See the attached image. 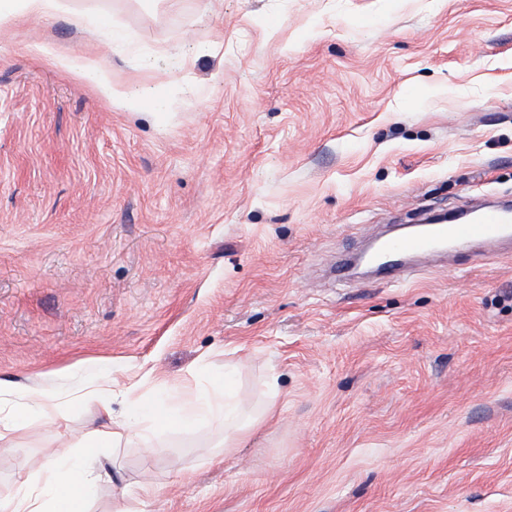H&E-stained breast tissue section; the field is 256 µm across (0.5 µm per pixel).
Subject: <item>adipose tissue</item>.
Masks as SVG:
<instances>
[{"mask_svg":"<svg viewBox=\"0 0 512 512\" xmlns=\"http://www.w3.org/2000/svg\"><path fill=\"white\" fill-rule=\"evenodd\" d=\"M63 11L68 12L74 28L85 29L86 14L67 10L64 0H0V24L16 23L25 18L48 20ZM38 51L48 64L90 80L108 103L130 109L144 106L143 98L113 83L111 71L102 68L95 57L58 56L46 44L39 45ZM105 372L104 364H95L82 385L70 394L69 407L83 409L91 405L98 415L111 417L112 400L101 393ZM236 375L235 366H225L224 370L211 373L207 390H178L176 400L143 403L124 418L113 420L110 429L92 432L81 446L79 456H57L37 479H24L22 492L0 495V512H90L94 463L99 451L119 445L124 439L146 442L151 435L176 429L218 426L224 433L225 451L241 447L267 420L274 406L269 403L258 414L243 415L236 396ZM58 416V404L52 394L38 388L29 389L22 402L6 409L0 407V439L24 430L34 418L54 420Z\"/></svg>","mask_w":512,"mask_h":512,"instance_id":"ef3b65f1","label":"adipose tissue"}]
</instances>
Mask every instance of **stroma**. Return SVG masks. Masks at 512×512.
I'll list each match as a JSON object with an SVG mask.
<instances>
[{"instance_id": "1", "label": "stroma", "mask_w": 512, "mask_h": 512, "mask_svg": "<svg viewBox=\"0 0 512 512\" xmlns=\"http://www.w3.org/2000/svg\"><path fill=\"white\" fill-rule=\"evenodd\" d=\"M0 26V380L112 410L238 366L276 415L104 448L93 512H512V248L336 257L393 224L512 198V0H72ZM90 54L129 112L46 64ZM110 421L0 441V494Z\"/></svg>"}]
</instances>
